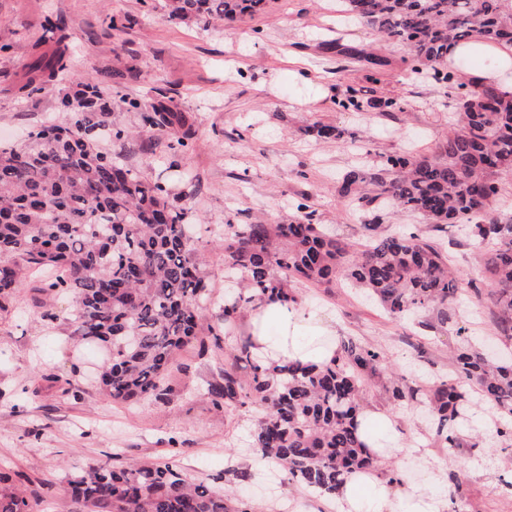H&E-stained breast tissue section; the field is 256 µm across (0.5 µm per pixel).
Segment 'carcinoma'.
I'll return each mask as SVG.
<instances>
[{
  "instance_id": "obj_1",
  "label": "carcinoma",
  "mask_w": 512,
  "mask_h": 512,
  "mask_svg": "<svg viewBox=\"0 0 512 512\" xmlns=\"http://www.w3.org/2000/svg\"><path fill=\"white\" fill-rule=\"evenodd\" d=\"M171 20L211 25L254 18L268 0H164ZM338 13L379 36L411 47V70L448 84V46L482 37L512 46V0H339ZM67 67L65 50L37 56L21 92L55 90ZM62 95L68 119L31 131L23 144L0 145V311L29 274L45 290L75 296L70 320L83 341L101 342L111 355L98 381L113 401L134 406L164 400L175 356L189 343L199 355L224 350L225 330L255 300L298 301L293 285L333 288L347 282L373 297L395 319L428 313L426 327L454 322L466 289L438 245L407 228L376 235L390 208L415 213L441 227L452 224L488 249L485 287L499 335L512 339V224L489 218L499 183L512 175V94L493 85L460 92L454 127L430 154L386 157L373 172L346 171L338 192L372 215L363 225L362 252L303 217L286 224H229L224 231V274L242 285L207 319L211 290L202 269L188 210L166 187L104 150L112 138L133 152L143 136L168 139L171 155L187 157L194 130L185 112L157 103L140 113V129L114 121L112 94L92 80ZM243 338L224 359L223 381L208 391L213 407L239 411L260 403L264 415L253 445L288 479L334 491L380 460L367 454L355 419L367 383L387 369L375 347L349 338L336 360L316 367H267ZM453 376L425 386L400 378L388 387L392 403L430 405L429 428L448 448L462 445L455 426L472 406L470 390L504 421L498 436L512 441V354H498L468 337L453 357ZM470 384L468 390L464 384ZM44 483L0 471V512H29ZM75 512H238L235 488L193 482L169 461L118 466L95 461L68 482Z\"/></svg>"
}]
</instances>
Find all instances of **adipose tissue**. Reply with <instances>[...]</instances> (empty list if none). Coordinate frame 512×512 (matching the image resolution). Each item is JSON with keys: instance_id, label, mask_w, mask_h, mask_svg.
I'll list each match as a JSON object with an SVG mask.
<instances>
[{"instance_id": "obj_1", "label": "adipose tissue", "mask_w": 512, "mask_h": 512, "mask_svg": "<svg viewBox=\"0 0 512 512\" xmlns=\"http://www.w3.org/2000/svg\"><path fill=\"white\" fill-rule=\"evenodd\" d=\"M470 58L469 68L457 71L459 81L475 88L498 85L512 93V82L501 80L503 71L512 69V48L476 38L452 45L449 60ZM244 324L252 342V352L261 363L274 366L286 362L325 365L335 358L337 346L331 338L336 326L331 318L318 314L303 303L281 299L256 300L246 313ZM358 430L370 454L392 457L397 450L418 461H426V449L402 444V432L386 411L367 407L359 415ZM428 485L383 483L377 475L357 474L330 498L334 512H446L443 496L430 493L429 484L440 481L435 470L427 472Z\"/></svg>"}]
</instances>
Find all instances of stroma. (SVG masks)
I'll list each match as a JSON object with an SVG mask.
<instances>
[{
	"label": "stroma",
	"instance_id": "obj_1",
	"mask_svg": "<svg viewBox=\"0 0 512 512\" xmlns=\"http://www.w3.org/2000/svg\"><path fill=\"white\" fill-rule=\"evenodd\" d=\"M113 16L119 29L109 27ZM59 18L74 74L111 92L119 125L138 129L140 110L159 101L191 115L195 135L186 169L159 163L167 143L162 136L147 137L144 151L136 153L109 140L104 146L190 209L214 315L227 292L218 247L226 223H285L297 217L296 205L304 200L319 223L359 245L369 217L352 212L341 198V175L359 160L374 169L385 156L409 148L431 153L459 109L457 83L438 85L412 74L404 43L383 40L362 24L338 23L336 0H270L266 13L254 19L207 28L169 21L162 0H0L2 143L22 142L32 128L62 117L57 95L18 92L36 44ZM340 44L367 48L380 62H355L337 52ZM352 91L360 109L340 108ZM316 123L344 135L315 138L307 129ZM386 222L440 243L462 282L482 285L484 250L456 228H436L397 209ZM294 292L335 319L339 338L385 352L388 367L367 402L399 416L406 439L424 442L431 467L442 476L438 491L454 497L457 512H512V451L502 447L492 410L476 409L463 432L479 439V447L448 449L435 441L418 405H393L386 392L401 375L422 385L450 374V353L461 344L458 327L473 323L481 337L497 339L485 294L462 301L455 323L431 332L390 318L341 285L299 283ZM46 305L58 315L54 324L39 316ZM71 305V297L46 294L32 276L18 290L11 313H0V469L48 483L34 512H72L68 479L108 456L128 463L171 460L192 480L209 484L249 468L252 431L263 411L214 410L207 391L221 380L223 355L202 358L184 348L171 372L168 400L128 407L98 390L96 375L106 355L97 344L76 340ZM51 374L59 382H48ZM475 460L481 469L472 468ZM251 470L250 480L237 488L239 503L262 512H328L283 472Z\"/></svg>",
	"mask_w": 512,
	"mask_h": 512
}]
</instances>
